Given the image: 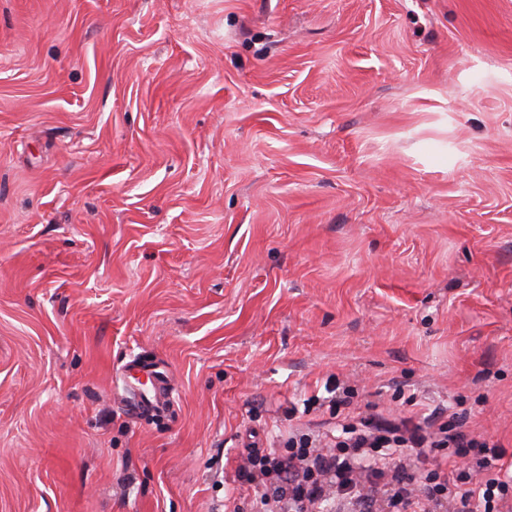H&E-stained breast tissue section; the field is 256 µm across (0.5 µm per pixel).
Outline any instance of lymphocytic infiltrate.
<instances>
[{"instance_id":"obj_1","label":"lymphocytic infiltrate","mask_w":512,"mask_h":512,"mask_svg":"<svg viewBox=\"0 0 512 512\" xmlns=\"http://www.w3.org/2000/svg\"><path fill=\"white\" fill-rule=\"evenodd\" d=\"M354 392L331 403L342 410L343 441L289 438L279 452L251 443L239 481L263 485L259 512H323L326 503L353 512H504L512 503L506 449L468 433L458 414L434 408L419 419L351 415Z\"/></svg>"}]
</instances>
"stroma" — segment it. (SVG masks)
<instances>
[{"mask_svg":"<svg viewBox=\"0 0 512 512\" xmlns=\"http://www.w3.org/2000/svg\"><path fill=\"white\" fill-rule=\"evenodd\" d=\"M339 383L512 463V0H0V512L248 510ZM150 367L147 361L134 365V370L145 378V381L141 384L146 386L148 382L150 383V387L147 388V392L150 395L140 393L137 396V403L141 404L137 408L139 414L149 412L156 414L165 411L169 406L167 385L161 378L155 375L156 372Z\"/></svg>","mask_w":512,"mask_h":512,"instance_id":"stroma-1","label":"stroma"}]
</instances>
